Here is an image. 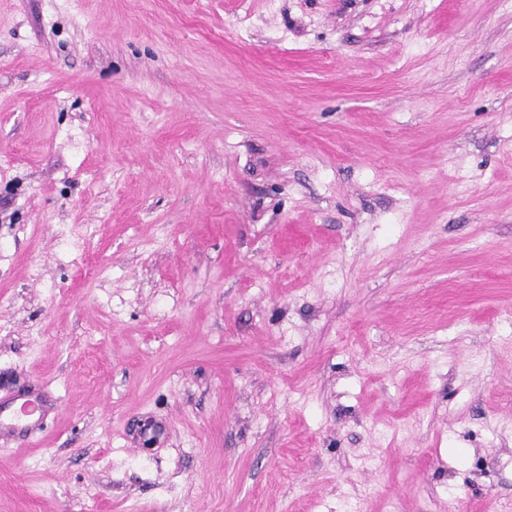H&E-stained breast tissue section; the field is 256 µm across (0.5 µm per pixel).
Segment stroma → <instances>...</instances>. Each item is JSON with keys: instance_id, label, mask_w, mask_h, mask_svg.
I'll return each instance as SVG.
<instances>
[{"instance_id": "1", "label": "stroma", "mask_w": 512, "mask_h": 512, "mask_svg": "<svg viewBox=\"0 0 512 512\" xmlns=\"http://www.w3.org/2000/svg\"><path fill=\"white\" fill-rule=\"evenodd\" d=\"M0 512L512 506V0H0ZM0 407V432L3 430L20 431L32 434L40 429L44 418L42 404L37 399H25L19 409L5 413Z\"/></svg>"}]
</instances>
